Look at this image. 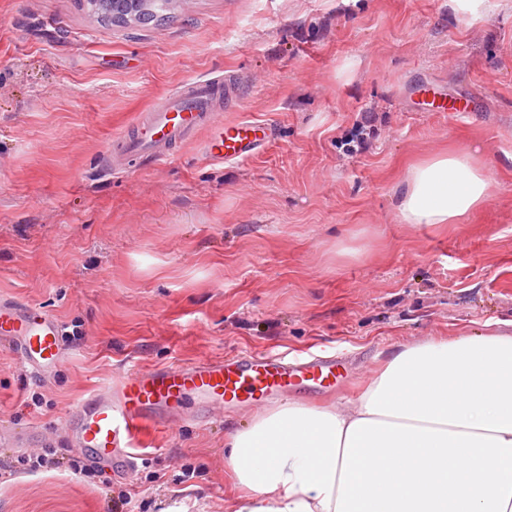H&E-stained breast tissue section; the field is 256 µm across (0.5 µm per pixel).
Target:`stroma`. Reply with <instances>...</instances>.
<instances>
[{
  "label": "stroma",
  "mask_w": 512,
  "mask_h": 512,
  "mask_svg": "<svg viewBox=\"0 0 512 512\" xmlns=\"http://www.w3.org/2000/svg\"><path fill=\"white\" fill-rule=\"evenodd\" d=\"M232 71L224 120L277 138L235 163L197 141L107 167L114 135L183 83ZM474 94L467 117L415 90ZM370 122L366 153L341 142ZM469 152L491 183L457 224H403L409 166ZM0 296L55 315L61 363L29 374L0 344V429L69 453L87 393L128 370L244 352L331 355L354 399L400 346L512 320V0L474 19L448 0H185L168 21L100 23L81 0H0ZM80 339H73V332ZM258 410L188 403L125 483L134 512H225L224 442ZM66 471L0 473V512H107L109 487Z\"/></svg>",
  "instance_id": "stroma-1"
}]
</instances>
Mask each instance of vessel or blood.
I'll return each mask as SVG.
<instances>
[{
  "label": "vessel or blood",
  "instance_id": "obj_1",
  "mask_svg": "<svg viewBox=\"0 0 512 512\" xmlns=\"http://www.w3.org/2000/svg\"><path fill=\"white\" fill-rule=\"evenodd\" d=\"M238 79H198L180 86L132 127L114 137L106 160L115 170L135 160L170 156L196 134L203 153L217 163L248 159L274 141L272 125L250 119L224 121L220 108L238 99ZM63 327L52 314L0 297V341L10 345L30 372L43 374L60 363ZM340 377L332 357L289 362L262 353L190 365L133 371L105 392H93L70 419L71 446L98 467L130 475L137 466L143 436L167 414L192 399L205 409L262 405L287 388H325Z\"/></svg>",
  "mask_w": 512,
  "mask_h": 512
}]
</instances>
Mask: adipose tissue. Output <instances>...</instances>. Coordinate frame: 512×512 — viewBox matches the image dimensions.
<instances>
[{
	"instance_id": "1",
	"label": "adipose tissue",
	"mask_w": 512,
	"mask_h": 512,
	"mask_svg": "<svg viewBox=\"0 0 512 512\" xmlns=\"http://www.w3.org/2000/svg\"><path fill=\"white\" fill-rule=\"evenodd\" d=\"M472 154L412 164L404 224H453L487 200ZM230 512H512V334L402 346L356 399L287 402L230 435Z\"/></svg>"
}]
</instances>
